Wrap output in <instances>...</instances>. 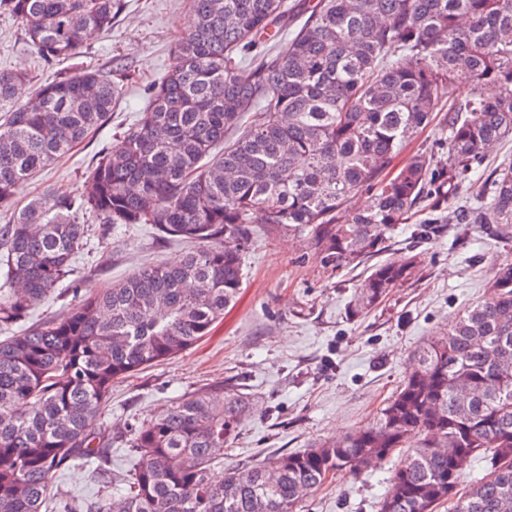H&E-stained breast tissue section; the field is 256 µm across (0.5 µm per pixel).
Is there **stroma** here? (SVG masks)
Returning <instances> with one entry per match:
<instances>
[{
  "label": "stroma",
  "mask_w": 512,
  "mask_h": 512,
  "mask_svg": "<svg viewBox=\"0 0 512 512\" xmlns=\"http://www.w3.org/2000/svg\"><path fill=\"white\" fill-rule=\"evenodd\" d=\"M188 0H128L111 32L92 36L72 67L125 69L131 79L117 109L70 157L29 182L17 207L51 190L78 192L92 156L110 145L146 105L144 91L176 62L172 44L183 32ZM0 70L24 71L34 83L51 81L26 43L21 24L0 14ZM187 247L155 238L144 226H117L108 238L91 234L77 260L76 279L90 291L122 278L141 263L181 259ZM421 271L370 312L350 306L365 274L325 268L311 249L288 235L257 237L246 259L235 304L198 345L112 386L100 423L112 431V467L131 460L119 435L152 419L170 401L217 382L243 385L251 414L216 453L214 476L242 461L258 462L314 443L335 441L372 423L399 388L414 352L449 319L482 300L499 264L512 262V241L491 225L466 224L421 240ZM388 461L361 475L337 472L304 498L299 512H378Z\"/></svg>",
  "instance_id": "35a3bbf8"
}]
</instances>
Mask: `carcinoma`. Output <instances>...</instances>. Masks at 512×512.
Here are the masks:
<instances>
[{
	"label": "carcinoma",
	"mask_w": 512,
	"mask_h": 512,
	"mask_svg": "<svg viewBox=\"0 0 512 512\" xmlns=\"http://www.w3.org/2000/svg\"><path fill=\"white\" fill-rule=\"evenodd\" d=\"M125 0H0L46 64L74 59L112 29ZM285 42L256 37L288 19ZM175 68L149 89L139 119L96 155L77 193L49 192L0 224V512H298L329 475L399 455L380 512H512V263L487 298L419 348L377 420L332 444L226 470L213 453L250 414L234 385L182 394L130 429L136 467L112 471L99 426L112 384L192 348L241 288L255 226L306 236L321 262L356 268L400 224L414 239L451 224H493L512 239V162L460 197L487 150L512 136V0H190ZM250 74L239 75L242 65ZM470 74L467 99L452 97ZM118 79L79 67L25 94L31 77L0 71V208L110 118ZM448 97L442 151L395 158ZM224 149L216 151L218 145ZM366 210L352 207L360 192ZM147 224L192 250L147 264L88 296L75 259L90 225ZM421 258L370 269L355 302L369 311L414 279ZM58 316L23 325L46 298ZM488 473L458 493L469 462ZM88 468L98 489L62 497L55 475Z\"/></svg>",
	"instance_id": "carcinoma-1"
}]
</instances>
